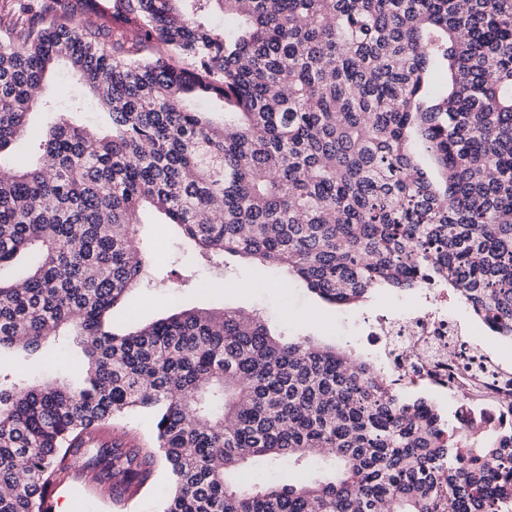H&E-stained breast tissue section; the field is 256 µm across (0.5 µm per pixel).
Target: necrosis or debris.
<instances>
[{"instance_id":"4bbe7bcc","label":"necrosis or debris","mask_w":512,"mask_h":512,"mask_svg":"<svg viewBox=\"0 0 512 512\" xmlns=\"http://www.w3.org/2000/svg\"><path fill=\"white\" fill-rule=\"evenodd\" d=\"M377 365L403 394L459 397L468 416L512 421V365L470 340L448 314V291L427 288L414 309L373 322Z\"/></svg>"}]
</instances>
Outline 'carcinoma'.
<instances>
[{
  "instance_id": "1",
  "label": "carcinoma",
  "mask_w": 512,
  "mask_h": 512,
  "mask_svg": "<svg viewBox=\"0 0 512 512\" xmlns=\"http://www.w3.org/2000/svg\"><path fill=\"white\" fill-rule=\"evenodd\" d=\"M76 83L41 99L57 65ZM110 131L81 124L85 97ZM57 119L30 165L13 146ZM224 113V122L212 113ZM149 207L331 304L445 283L512 338V0H12L0 14V512H52L78 463L122 503L157 467L160 512H512V425L447 426L426 398L233 308L114 330L147 264ZM77 340L82 381L32 378ZM136 412L150 445L103 442ZM325 455L331 478L244 480ZM53 113H37L32 118L33 134L24 142L23 150L31 159H36L39 155L38 134L54 121Z\"/></svg>"
}]
</instances>
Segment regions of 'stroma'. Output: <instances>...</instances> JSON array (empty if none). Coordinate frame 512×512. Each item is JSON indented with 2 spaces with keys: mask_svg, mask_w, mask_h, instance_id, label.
<instances>
[{
  "mask_svg": "<svg viewBox=\"0 0 512 512\" xmlns=\"http://www.w3.org/2000/svg\"><path fill=\"white\" fill-rule=\"evenodd\" d=\"M141 251L154 272L150 285L136 289L122 308L115 310L117 324L129 320L151 322L168 317L174 306L234 307L259 314L275 330L289 337H306L330 344L357 359L370 356L365 341V319L372 314L391 315L420 302L419 291L380 289L364 301L346 306L329 304L309 293L284 270L252 263L237 256L215 267L198 253L162 216L145 211L136 227ZM171 490V479L158 470L150 488L120 507L103 497L91 484L61 492L57 512H158Z\"/></svg>",
  "mask_w": 512,
  "mask_h": 512,
  "instance_id": "1",
  "label": "stroma"
}]
</instances>
